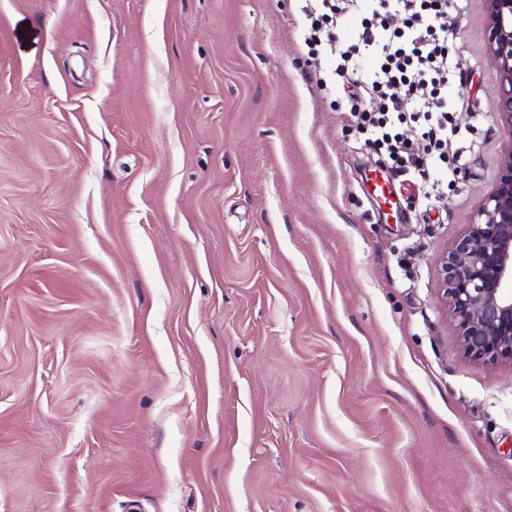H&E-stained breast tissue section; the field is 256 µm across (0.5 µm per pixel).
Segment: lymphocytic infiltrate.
<instances>
[{
	"mask_svg": "<svg viewBox=\"0 0 512 512\" xmlns=\"http://www.w3.org/2000/svg\"><path fill=\"white\" fill-rule=\"evenodd\" d=\"M447 8L448 0H308L303 8L309 47L318 45L342 18H355L357 44L371 65L361 68L349 49L340 54L334 73L351 87L372 141L423 186L429 183L430 164L447 162L456 132L443 94L451 32L441 18ZM392 9L404 14L403 28L389 25ZM406 98L415 100L418 110L404 111ZM404 123L422 126L426 144L403 139L396 127Z\"/></svg>",
	"mask_w": 512,
	"mask_h": 512,
	"instance_id": "lymphocytic-infiltrate-1",
	"label": "lymphocytic infiltrate"
}]
</instances>
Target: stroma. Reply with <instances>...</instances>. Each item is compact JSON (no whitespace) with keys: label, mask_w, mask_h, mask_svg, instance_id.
Returning a JSON list of instances; mask_svg holds the SVG:
<instances>
[{"label":"stroma","mask_w":512,"mask_h":512,"mask_svg":"<svg viewBox=\"0 0 512 512\" xmlns=\"http://www.w3.org/2000/svg\"><path fill=\"white\" fill-rule=\"evenodd\" d=\"M448 25L463 162L397 223L297 0H0V512H512L438 264L512 135Z\"/></svg>","instance_id":"obj_1"}]
</instances>
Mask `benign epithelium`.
Listing matches in <instances>:
<instances>
[{"instance_id":"7a95c632","label":"benign epithelium","mask_w":512,"mask_h":512,"mask_svg":"<svg viewBox=\"0 0 512 512\" xmlns=\"http://www.w3.org/2000/svg\"><path fill=\"white\" fill-rule=\"evenodd\" d=\"M496 64L498 114L509 143L494 187L474 223L439 260L440 289L460 346L473 360L512 361V0H485Z\"/></svg>"}]
</instances>
